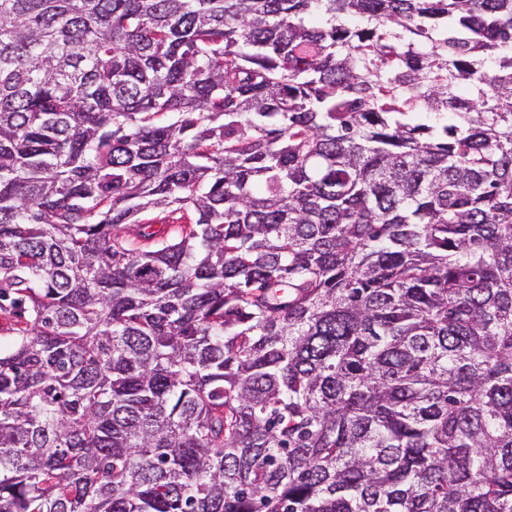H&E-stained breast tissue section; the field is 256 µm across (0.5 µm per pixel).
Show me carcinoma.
Returning a JSON list of instances; mask_svg holds the SVG:
<instances>
[{
    "mask_svg": "<svg viewBox=\"0 0 512 512\" xmlns=\"http://www.w3.org/2000/svg\"><path fill=\"white\" fill-rule=\"evenodd\" d=\"M0 512H512V0H0Z\"/></svg>",
    "mask_w": 512,
    "mask_h": 512,
    "instance_id": "carcinoma-1",
    "label": "carcinoma"
}]
</instances>
